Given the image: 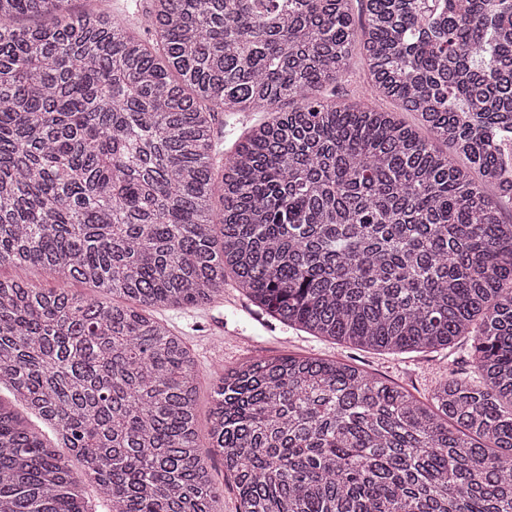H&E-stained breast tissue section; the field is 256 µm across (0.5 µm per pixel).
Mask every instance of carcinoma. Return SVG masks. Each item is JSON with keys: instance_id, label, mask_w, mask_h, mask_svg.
Wrapping results in <instances>:
<instances>
[{"instance_id": "obj_1", "label": "carcinoma", "mask_w": 512, "mask_h": 512, "mask_svg": "<svg viewBox=\"0 0 512 512\" xmlns=\"http://www.w3.org/2000/svg\"><path fill=\"white\" fill-rule=\"evenodd\" d=\"M352 3L146 0L131 22L0 0V512H90L32 415L111 512H217L195 360L145 309L213 304L229 275L354 346L470 336L477 370L427 403L319 357L224 371L208 435L243 512H512V0ZM355 53L431 138L317 98ZM284 100L215 159L216 113Z\"/></svg>"}]
</instances>
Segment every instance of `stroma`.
<instances>
[{
	"label": "stroma",
	"mask_w": 512,
	"mask_h": 512,
	"mask_svg": "<svg viewBox=\"0 0 512 512\" xmlns=\"http://www.w3.org/2000/svg\"><path fill=\"white\" fill-rule=\"evenodd\" d=\"M325 101L367 105L380 111L393 112L396 104L373 92L367 79L362 57L351 61V75L335 90H321ZM227 302L219 307L165 308L155 316L176 335L181 336L196 360L200 376L199 418L207 420L212 405L215 380L227 368L263 355L313 356L336 359L359 366L369 373L389 380L419 399L429 397L447 363L468 370L471 338L465 337L449 348L426 353L390 354L337 343L295 327L284 325L263 313L234 280H226ZM223 322L229 335L212 338L209 325Z\"/></svg>",
	"instance_id": "stroma-1"
}]
</instances>
